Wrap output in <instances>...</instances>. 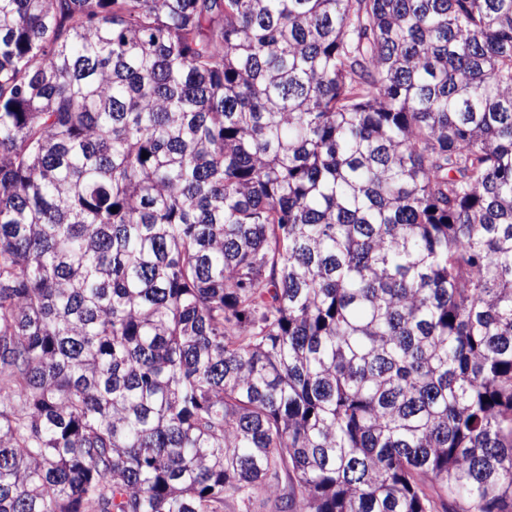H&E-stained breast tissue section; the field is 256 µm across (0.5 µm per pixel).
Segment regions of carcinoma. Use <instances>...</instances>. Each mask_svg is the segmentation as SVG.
<instances>
[{"label":"carcinoma","instance_id":"carcinoma-1","mask_svg":"<svg viewBox=\"0 0 512 512\" xmlns=\"http://www.w3.org/2000/svg\"><path fill=\"white\" fill-rule=\"evenodd\" d=\"M259 488L512 512V0H0V512Z\"/></svg>","mask_w":512,"mask_h":512}]
</instances>
